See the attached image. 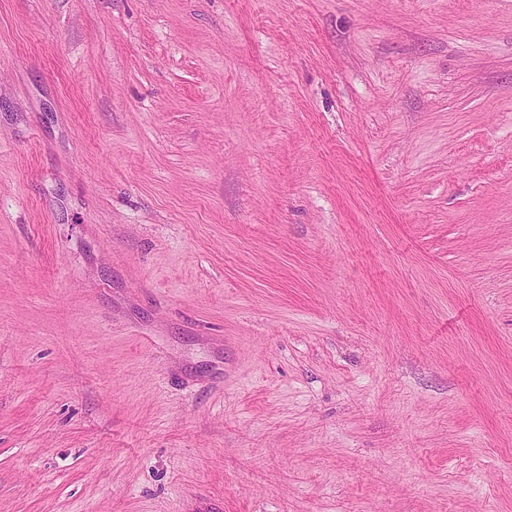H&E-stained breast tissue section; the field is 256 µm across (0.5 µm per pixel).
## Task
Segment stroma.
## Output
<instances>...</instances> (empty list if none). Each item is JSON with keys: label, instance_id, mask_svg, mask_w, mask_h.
Returning <instances> with one entry per match:
<instances>
[{"label": "stroma", "instance_id": "obj_1", "mask_svg": "<svg viewBox=\"0 0 512 512\" xmlns=\"http://www.w3.org/2000/svg\"><path fill=\"white\" fill-rule=\"evenodd\" d=\"M0 512H512V0H0Z\"/></svg>", "mask_w": 512, "mask_h": 512}]
</instances>
